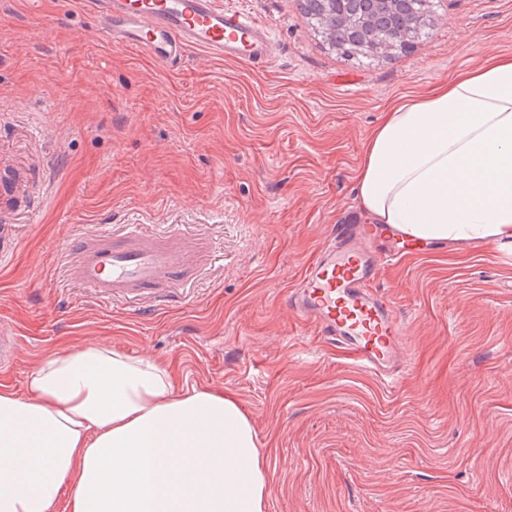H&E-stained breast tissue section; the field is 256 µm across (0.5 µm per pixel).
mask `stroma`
Instances as JSON below:
<instances>
[{"label": "stroma", "mask_w": 512, "mask_h": 512, "mask_svg": "<svg viewBox=\"0 0 512 512\" xmlns=\"http://www.w3.org/2000/svg\"><path fill=\"white\" fill-rule=\"evenodd\" d=\"M277 47L253 67L190 50L164 68L97 38L76 0H0V383L107 346L174 389L234 397L268 464L267 512H512V249L408 257L376 287L407 326L395 386L318 341L279 299L343 212L385 112L512 56V0H433L414 48L352 61L298 0H223ZM53 26L52 38L31 33ZM205 239L208 264L156 315L84 300L65 242L106 227Z\"/></svg>", "instance_id": "35a3bbf8"}]
</instances>
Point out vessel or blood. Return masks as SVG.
Segmentation results:
<instances>
[{
  "label": "vessel or blood",
  "instance_id": "b4317fda",
  "mask_svg": "<svg viewBox=\"0 0 512 512\" xmlns=\"http://www.w3.org/2000/svg\"><path fill=\"white\" fill-rule=\"evenodd\" d=\"M99 20L103 44L134 50L168 67L192 48L219 59L268 66L274 45L268 24L221 0H83ZM433 243L387 224L354 218L333 225L328 240L288 297L294 316L343 346L358 366L393 380L403 358L404 324L375 287L383 261L429 254ZM70 276L91 300L140 301L157 310L170 289L188 280L207 247L175 233L103 229L68 242Z\"/></svg>",
  "mask_w": 512,
  "mask_h": 512
}]
</instances>
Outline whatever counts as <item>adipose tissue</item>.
Masks as SVG:
<instances>
[{
  "label": "adipose tissue",
  "mask_w": 512,
  "mask_h": 512,
  "mask_svg": "<svg viewBox=\"0 0 512 512\" xmlns=\"http://www.w3.org/2000/svg\"><path fill=\"white\" fill-rule=\"evenodd\" d=\"M362 207L428 241L512 245V57H495L374 128ZM266 512L268 467L231 396L176 393L167 369L104 346L53 356L0 391V512Z\"/></svg>",
  "instance_id": "obj_1"
}]
</instances>
